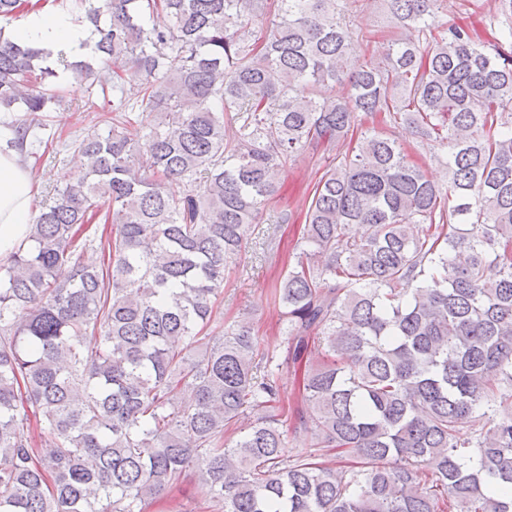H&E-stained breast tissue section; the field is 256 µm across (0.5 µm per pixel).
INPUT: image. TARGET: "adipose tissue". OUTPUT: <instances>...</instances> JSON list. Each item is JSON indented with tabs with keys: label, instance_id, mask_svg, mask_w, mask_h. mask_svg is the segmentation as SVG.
<instances>
[{
	"label": "adipose tissue",
	"instance_id": "adipose-tissue-1",
	"mask_svg": "<svg viewBox=\"0 0 512 512\" xmlns=\"http://www.w3.org/2000/svg\"><path fill=\"white\" fill-rule=\"evenodd\" d=\"M20 45L49 49L64 57L84 55L93 40L88 23L65 6L35 8L0 32ZM35 193L30 170L18 151L0 133V257L8 256L26 238Z\"/></svg>",
	"mask_w": 512,
	"mask_h": 512
}]
</instances>
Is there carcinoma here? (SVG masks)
Listing matches in <instances>:
<instances>
[{
  "instance_id": "obj_1",
  "label": "carcinoma",
  "mask_w": 512,
  "mask_h": 512,
  "mask_svg": "<svg viewBox=\"0 0 512 512\" xmlns=\"http://www.w3.org/2000/svg\"><path fill=\"white\" fill-rule=\"evenodd\" d=\"M86 2L95 63L68 67L112 93L108 130L0 259V512H149L189 474L214 512H512V0L490 38L436 23L440 0H385L396 35L365 61L350 0ZM55 77L0 39L25 159L54 142ZM364 120L274 288L297 428L334 467L288 454L270 345L210 324L287 159ZM399 128L448 149L447 185ZM98 214L110 232L80 238Z\"/></svg>"
}]
</instances>
